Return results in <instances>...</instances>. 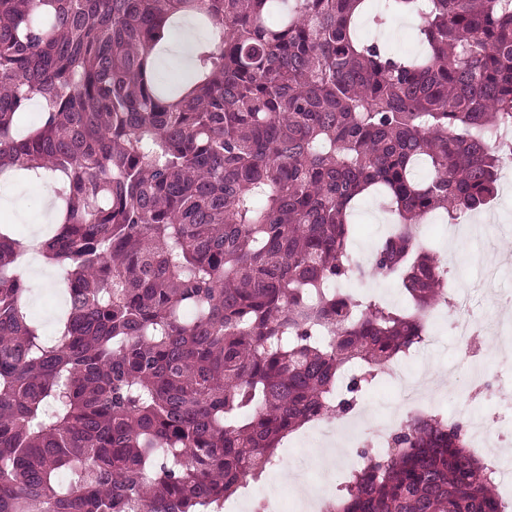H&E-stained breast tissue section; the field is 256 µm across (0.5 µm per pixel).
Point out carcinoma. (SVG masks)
Returning <instances> with one entry per match:
<instances>
[{
	"label": "carcinoma",
	"instance_id": "1",
	"mask_svg": "<svg viewBox=\"0 0 512 512\" xmlns=\"http://www.w3.org/2000/svg\"><path fill=\"white\" fill-rule=\"evenodd\" d=\"M364 2L0 0V177L60 216L0 222V512H223L423 342L448 268L415 227L485 208L512 159L482 136L512 125V0H385L415 58L359 39ZM180 13L208 39L170 82L150 52ZM375 191L398 224L362 265ZM32 250L66 293L51 336ZM374 274L408 306L339 287ZM360 456L330 512H500L443 413ZM35 254H31L27 258L25 270L28 276V270L31 266L32 262L37 260V262L42 261V257L37 252H31ZM31 292L28 297V309L32 316L39 320L45 331L50 333L53 330L55 318L60 312V301H59V289L58 286L55 289L49 288L43 281L38 279H32L26 277Z\"/></svg>",
	"mask_w": 512,
	"mask_h": 512
}]
</instances>
